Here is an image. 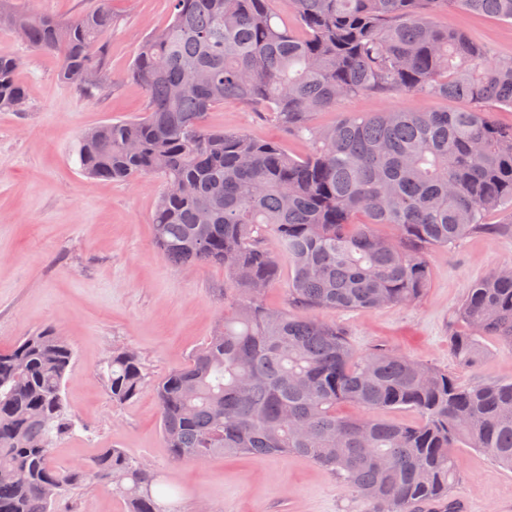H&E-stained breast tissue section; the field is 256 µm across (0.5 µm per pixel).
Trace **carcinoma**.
Returning a JSON list of instances; mask_svg holds the SVG:
<instances>
[{
	"label": "carcinoma",
	"mask_w": 512,
	"mask_h": 512,
	"mask_svg": "<svg viewBox=\"0 0 512 512\" xmlns=\"http://www.w3.org/2000/svg\"><path fill=\"white\" fill-rule=\"evenodd\" d=\"M450 1L512 24V0H289L298 37L276 21V0H171L170 22L142 41L122 77L144 89L147 111L80 141L91 178L159 177L160 251L177 265L224 267L235 292L231 314L155 387L176 461L296 454L335 474L364 512H414L448 497L461 444L512 471V381L464 385L388 350L357 358L340 327L309 314L416 301L430 250L454 247L488 229L489 211L512 207V127L490 117L512 110V57L437 24ZM111 2L60 19L0 0V26L56 55L62 79L91 94L113 84L102 42L115 24ZM19 67L0 54V110L25 104ZM397 92L470 108L310 122L346 98ZM226 100L265 112L309 152L296 158L276 142L211 128L207 113ZM283 261L293 313L261 301ZM459 316L469 327L451 337L461 363L480 356L484 336L512 349V266L471 288ZM72 359L51 326L0 350V512H57L87 479L112 485L130 512H160L157 475L118 448L55 464L56 438L74 428L63 396ZM103 376L116 403L148 387L133 351L112 353ZM341 402L364 414H337ZM403 407L421 422L378 416Z\"/></svg>",
	"instance_id": "carcinoma-1"
}]
</instances>
